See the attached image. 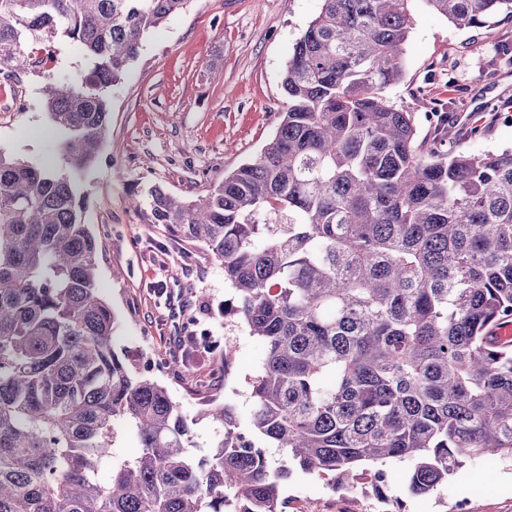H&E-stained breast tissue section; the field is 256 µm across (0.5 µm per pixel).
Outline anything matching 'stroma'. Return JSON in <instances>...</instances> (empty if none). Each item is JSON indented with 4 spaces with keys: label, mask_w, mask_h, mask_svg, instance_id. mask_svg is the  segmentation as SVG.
Wrapping results in <instances>:
<instances>
[{
    "label": "stroma",
    "mask_w": 512,
    "mask_h": 512,
    "mask_svg": "<svg viewBox=\"0 0 512 512\" xmlns=\"http://www.w3.org/2000/svg\"><path fill=\"white\" fill-rule=\"evenodd\" d=\"M319 8L320 0H191L145 38L122 83L109 90L106 137L82 179L84 219L101 244L98 274L114 312L115 346L131 365L145 354L171 366L159 381L186 418L198 457L218 432L202 413L204 400L228 402L248 422L247 380L262 346L224 313L232 290L222 265L165 225L149 223L129 199L153 185L195 199L260 153L288 107L281 80L289 54ZM411 11L403 74L385 91L389 104L412 114L418 141L438 138L445 148L472 152L512 148V64L501 58L512 52V16L461 29L425 0H413ZM53 49L44 72L26 75V91L38 93L44 74L67 80L85 68L71 45ZM20 86L0 76V102ZM448 100L454 116L441 132L432 113ZM58 141L46 112L0 115V148L14 159L59 160ZM206 331L215 338L211 351L186 362L181 337ZM228 339L237 360L226 378L221 352ZM387 471L386 501L364 479L346 492L293 472L283 484L288 512H454L464 498L474 512H512L510 459L466 463L426 497L408 492L405 464Z\"/></svg>",
    "instance_id": "35a3bbf8"
}]
</instances>
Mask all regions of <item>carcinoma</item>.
<instances>
[{
    "label": "carcinoma",
    "instance_id": "carcinoma-1",
    "mask_svg": "<svg viewBox=\"0 0 512 512\" xmlns=\"http://www.w3.org/2000/svg\"><path fill=\"white\" fill-rule=\"evenodd\" d=\"M187 2L0 0L1 74L31 67L34 42L64 38L87 61L44 76L62 165L0 148V512H285L295 470L346 489L356 470L405 463L426 496L468 460L512 457V343L490 334L512 320V150L424 152L388 104L410 0H321L259 155L194 201L156 186L132 198L220 262L224 312L264 348L248 424L215 401L204 415L223 433L189 453L167 388L114 347L80 188L108 89ZM426 2L460 28L512 15V0ZM119 423L130 459L112 458Z\"/></svg>",
    "mask_w": 512,
    "mask_h": 512
}]
</instances>
